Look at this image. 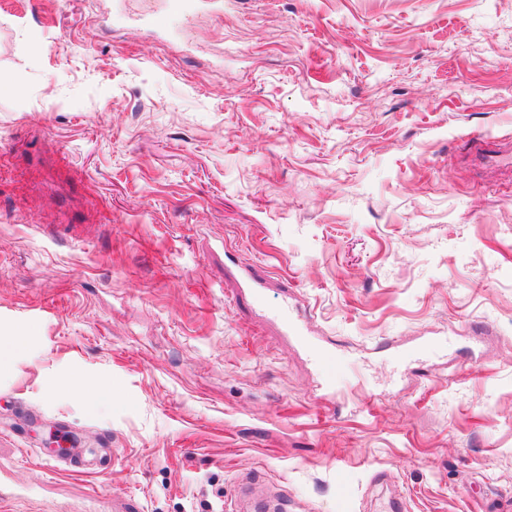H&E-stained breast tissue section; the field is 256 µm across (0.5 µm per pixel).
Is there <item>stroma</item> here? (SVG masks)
I'll list each match as a JSON object with an SVG mask.
<instances>
[{
	"mask_svg": "<svg viewBox=\"0 0 512 512\" xmlns=\"http://www.w3.org/2000/svg\"><path fill=\"white\" fill-rule=\"evenodd\" d=\"M165 3L0 0V512H512V0Z\"/></svg>",
	"mask_w": 512,
	"mask_h": 512,
	"instance_id": "obj_1",
	"label": "stroma"
}]
</instances>
